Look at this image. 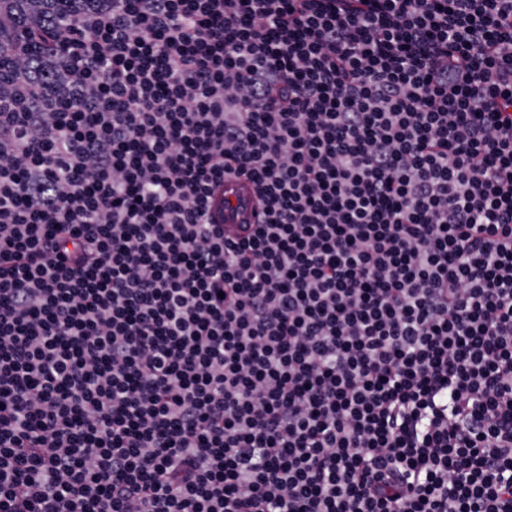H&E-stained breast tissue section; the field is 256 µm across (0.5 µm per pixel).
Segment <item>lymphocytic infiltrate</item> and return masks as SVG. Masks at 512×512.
Listing matches in <instances>:
<instances>
[{
  "label": "lymphocytic infiltrate",
  "instance_id": "obj_1",
  "mask_svg": "<svg viewBox=\"0 0 512 512\" xmlns=\"http://www.w3.org/2000/svg\"><path fill=\"white\" fill-rule=\"evenodd\" d=\"M58 2L0 0V512H512V0ZM224 196L232 200V207L224 209V224L256 222L258 208L247 181L242 179L226 180Z\"/></svg>",
  "mask_w": 512,
  "mask_h": 512
}]
</instances>
